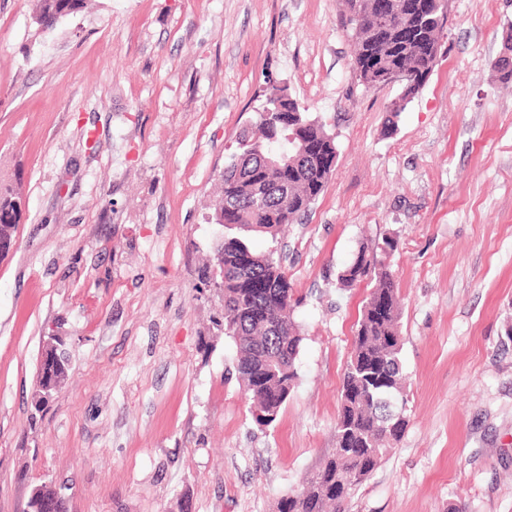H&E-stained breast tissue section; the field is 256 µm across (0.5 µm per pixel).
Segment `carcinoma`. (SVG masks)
<instances>
[{"label": "carcinoma", "instance_id": "cac0c4a2", "mask_svg": "<svg viewBox=\"0 0 512 512\" xmlns=\"http://www.w3.org/2000/svg\"><path fill=\"white\" fill-rule=\"evenodd\" d=\"M388 27L375 29L381 7ZM65 0H39L36 18L54 20ZM441 0H345L342 24L351 31L355 65L365 81L381 62L424 76L436 61ZM280 108L275 122L257 120L258 132L242 131L224 166L221 194L212 202V219L224 218V334L237 347L236 371L255 421L268 427L281 413L298 381L296 359L303 337L293 314L298 304L275 252L251 247L248 236H275L295 224L323 192L337 158L336 137L323 117H312L284 86L264 94ZM285 157L280 168L265 162L268 153ZM379 253L358 251L339 275L346 288L368 280L369 296L358 320L353 349L343 375L336 448L303 487L279 501L278 512H342L343 502L365 481L400 440L408 424L406 377L401 352V307L388 258L397 240L385 237Z\"/></svg>", "mask_w": 512, "mask_h": 512}]
</instances>
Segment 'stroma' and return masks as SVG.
Returning a JSON list of instances; mask_svg holds the SVG:
<instances>
[{"mask_svg":"<svg viewBox=\"0 0 512 512\" xmlns=\"http://www.w3.org/2000/svg\"><path fill=\"white\" fill-rule=\"evenodd\" d=\"M0 0V194L25 212L0 257V512L47 483L67 512H277L336 446L371 285L337 284L396 238L406 430L345 512H512V83L491 61L512 0H449L433 71L360 81L343 0H87L52 29ZM327 117L336 167L283 250L299 380L258 427L205 286L224 166L268 81ZM67 338L47 403L49 334Z\"/></svg>","mask_w":512,"mask_h":512,"instance_id":"obj_1","label":"stroma"}]
</instances>
